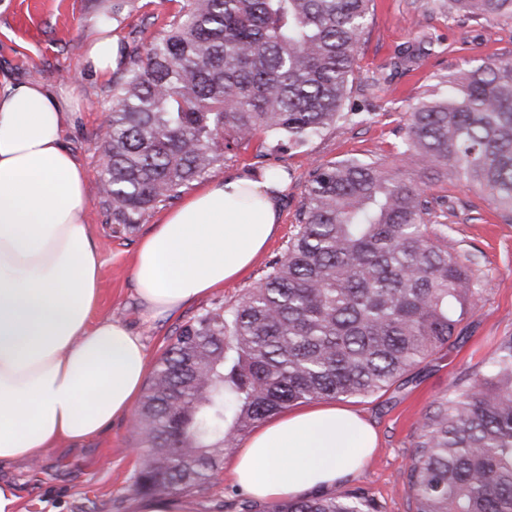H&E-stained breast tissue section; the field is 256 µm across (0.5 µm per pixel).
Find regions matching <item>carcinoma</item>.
Segmentation results:
<instances>
[{
	"label": "carcinoma",
	"instance_id": "cac0c4a2",
	"mask_svg": "<svg viewBox=\"0 0 512 512\" xmlns=\"http://www.w3.org/2000/svg\"><path fill=\"white\" fill-rule=\"evenodd\" d=\"M371 0H186L112 81L99 134L101 203L135 227L261 133L304 145L339 121ZM462 21L512 22V0H448ZM399 154L317 164L285 252L231 307L183 325L136 416L144 491L203 490L241 438L292 405L408 382L454 344L484 282L448 250L455 180L512 223V58L492 54L411 104ZM418 425L406 465L415 512H512V336ZM243 512H380L357 488Z\"/></svg>",
	"mask_w": 512,
	"mask_h": 512
}]
</instances>
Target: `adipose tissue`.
Here are the masks:
<instances>
[{
    "label": "adipose tissue",
    "instance_id": "1",
    "mask_svg": "<svg viewBox=\"0 0 512 512\" xmlns=\"http://www.w3.org/2000/svg\"><path fill=\"white\" fill-rule=\"evenodd\" d=\"M71 93L0 77V467L84 441L132 410L149 359L125 324L91 322L102 262L85 221L88 178L61 133ZM277 173L205 183L141 238L132 277L149 318L245 274L274 235ZM356 412L311 404L248 436L234 481L271 502L335 489L374 452Z\"/></svg>",
    "mask_w": 512,
    "mask_h": 512
}]
</instances>
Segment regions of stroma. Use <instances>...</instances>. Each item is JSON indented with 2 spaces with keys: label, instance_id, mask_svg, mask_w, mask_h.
Segmentation results:
<instances>
[{
  "label": "stroma",
  "instance_id": "stroma-1",
  "mask_svg": "<svg viewBox=\"0 0 512 512\" xmlns=\"http://www.w3.org/2000/svg\"><path fill=\"white\" fill-rule=\"evenodd\" d=\"M110 0H0V74L37 80L49 90L73 89L79 108L63 133V144L85 167L88 176L92 241L102 267L100 297L93 320L125 323L140 336L150 361H157L178 329L216 304H235L283 253L296 230L308 173L317 163L348 157L379 159L404 173L409 164L398 152L409 106L426 88L466 66L474 58L512 53V25L485 22L459 25L448 0H374L369 22L355 53V79L348 105L359 107L357 121L338 123L305 147L268 151L256 138L226 152L211 176L244 170L275 169L288 177L280 204L281 222L267 248L242 278L209 296L159 319H144L131 268L141 237L163 216L155 209L135 229L113 223L100 204L101 151L98 134L112 106V79L96 75L85 62L88 42L100 29H111L120 56L132 46L146 47L180 10L183 0H133L119 20L105 18ZM439 36V46L422 55L413 70L393 69L391 59L403 47L416 46L421 32ZM454 208L447 220L448 248L467 256L486 282L482 302L460 325L461 339L422 364L408 383L366 398H348L344 407L360 414L378 433V446L345 489L364 488L381 512H413L406 463L413 451L418 424L429 407L452 392L456 381L494 355L502 337L512 335V224L503 223L494 206L479 192L459 183H439ZM132 416L113 420L100 435L79 444L67 441L31 462L0 470L11 485L20 512H138L144 493L134 474L139 439ZM184 512H242V498L229 470H221L206 490L179 494Z\"/></svg>",
  "mask_w": 512,
  "mask_h": 512
}]
</instances>
